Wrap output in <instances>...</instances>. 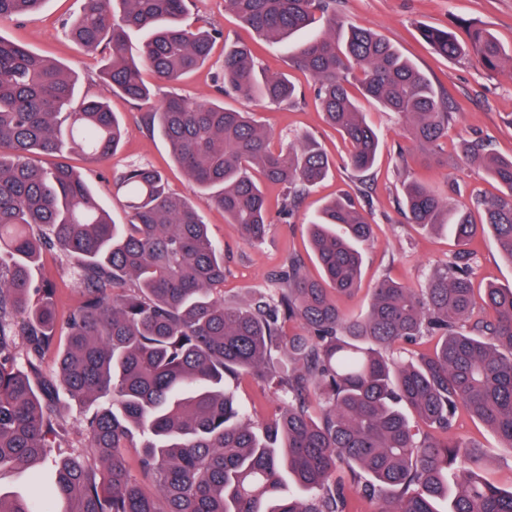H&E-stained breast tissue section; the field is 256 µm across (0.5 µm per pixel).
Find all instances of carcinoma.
<instances>
[{
    "label": "carcinoma",
    "mask_w": 512,
    "mask_h": 512,
    "mask_svg": "<svg viewBox=\"0 0 512 512\" xmlns=\"http://www.w3.org/2000/svg\"><path fill=\"white\" fill-rule=\"evenodd\" d=\"M46 0H0V20L38 12ZM189 0H83L69 30L81 47L107 56L103 79L136 105L159 83L210 60L216 28L183 23ZM262 39L280 46L315 35L288 59L306 69L328 124L349 142L356 173L374 164L381 142L359 93L397 114L424 146L448 133L449 107L429 78L372 30L344 27L336 0H224ZM143 34L139 58L126 53ZM448 59L477 57L491 73L512 68V47L473 24L468 41L421 29ZM220 97L193 104L170 93L145 113L196 192L224 211L252 242L268 224L264 181L298 198L329 160L311 139L275 149L253 107L296 105L304 94L283 75L260 70L249 47L224 42ZM233 94L238 108L224 104ZM127 130L55 61L0 35V470L25 469L67 445L66 400L85 409L87 444L54 459L41 504L0 494V512H349L336 471L376 499L379 512H512V491L482 475V452L451 434L458 409L512 449V286L477 297L470 260L456 253L420 289L390 279L372 288L366 314L347 319L336 297L361 283V246L372 227L347 194L309 224L321 278L290 256L272 274L278 288L245 304L224 301V253L197 208L169 192L146 165L117 185L128 221L117 224L68 166L43 168L34 154L79 150L92 163L117 150ZM501 187L482 202L484 223L422 182L405 184L408 222L463 242L492 231L512 262V158L466 144ZM73 261L81 304L59 320L56 294L35 279L45 248ZM290 322L299 331L290 335ZM57 371L43 368L59 336ZM424 338L429 353L411 347ZM251 373L280 393V414L262 426L246 418L232 383ZM126 448L155 482L149 493L129 473ZM63 504V509L52 507Z\"/></svg>",
    "instance_id": "1"
}]
</instances>
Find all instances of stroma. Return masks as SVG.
<instances>
[{
  "mask_svg": "<svg viewBox=\"0 0 512 512\" xmlns=\"http://www.w3.org/2000/svg\"><path fill=\"white\" fill-rule=\"evenodd\" d=\"M80 9L81 0H47L34 16L0 23V35L54 59L76 78L78 96L105 100L124 121L129 133L108 160L94 164L81 153L70 151L61 158L84 175L111 218L119 223L127 220L124 200L116 195L113 181L134 165L159 169L173 192L192 199L213 240L224 252L225 300L240 301L251 295L273 293L276 283L272 275L291 253L303 259L311 274H318L307 232L309 219L325 200L345 191L361 190L365 193L361 204L373 226L374 237L364 248L358 291L352 297L338 300L346 317L357 318L367 310L371 289L379 278L389 277L406 287L422 288L429 275L459 250L450 234L431 232L406 222L396 204L404 182H426L447 197L449 203H465L475 212L482 200L500 191L482 167L473 162L457 163L455 157L463 143L479 140L492 153L512 157V76L488 72L472 57L447 59L435 55L421 39L419 29H447L463 40L469 24H481L490 28L502 44L512 47V0H341L339 9L347 25L370 28L389 40L456 108L448 123L447 138L430 151L412 139L397 117L381 111L371 101L361 100L362 111L382 141L375 166L363 176L346 165L348 146L325 123L314 102L311 78L289 67L282 51L260 40L235 13L225 10L224 0H191L186 25L198 27L208 21L229 38L251 43L263 68L285 73L304 93V102L295 106H255V118L272 134L274 147L288 148L307 133L321 144L331 162L326 179L301 196L292 212L284 210V188L266 184L270 223L259 243L243 239L236 225L225 222L222 210L211 204L207 196L194 192L184 172L172 160L166 143L143 128L142 108L114 95L103 82L102 55L87 51L70 39L66 25L77 17ZM223 59L224 46L216 44L205 66L176 83L156 87V99L172 92L197 102L214 98L215 79ZM35 275L56 289L59 310L79 304L81 295L72 267L59 253L45 252ZM491 284L512 285V261L500 253L493 235L487 232L476 241L473 286L480 291ZM235 388L239 403L249 411L254 423H263L278 413L281 403L274 386L244 376ZM452 433L481 447L482 475L486 480L502 490L512 489V449L464 413L457 418Z\"/></svg>",
  "mask_w": 512,
  "mask_h": 512,
  "instance_id": "35a3bbf8",
  "label": "stroma"
}]
</instances>
